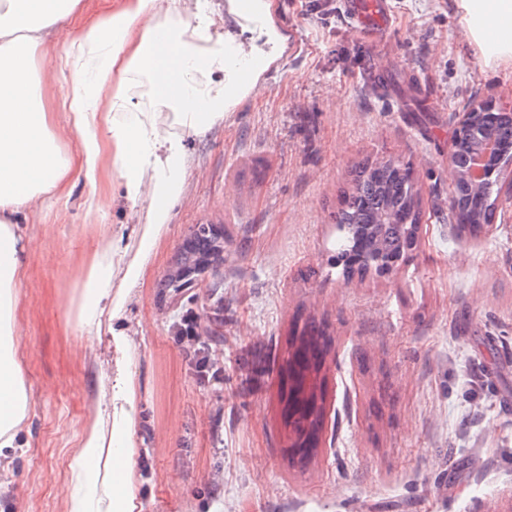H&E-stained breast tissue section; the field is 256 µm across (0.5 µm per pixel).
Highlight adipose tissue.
<instances>
[{
  "mask_svg": "<svg viewBox=\"0 0 512 512\" xmlns=\"http://www.w3.org/2000/svg\"><path fill=\"white\" fill-rule=\"evenodd\" d=\"M80 0H0V456L26 447L30 401L11 338L18 333L22 257L33 246L24 226L71 193L75 180L112 179V197L148 200L126 240L99 226L101 247L75 273L81 288L65 307L90 354L97 390L75 434L67 512H136L135 434L140 419L128 305L167 231L190 159L186 139L222 125L259 90L283 42L272 0H114L106 20L57 41ZM464 33L486 66L512 64V0H456ZM256 22L268 50L224 30L225 15ZM165 32V43L156 35ZM56 66L36 70L37 56ZM66 86L64 116L44 101L49 83ZM75 133L61 153L55 123ZM111 347L101 350V334Z\"/></svg>",
  "mask_w": 512,
  "mask_h": 512,
  "instance_id": "obj_1",
  "label": "adipose tissue"
}]
</instances>
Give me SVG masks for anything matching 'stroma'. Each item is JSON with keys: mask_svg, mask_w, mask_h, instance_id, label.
<instances>
[{"mask_svg": "<svg viewBox=\"0 0 512 512\" xmlns=\"http://www.w3.org/2000/svg\"><path fill=\"white\" fill-rule=\"evenodd\" d=\"M341 0H275L285 37L256 94L187 148L194 167L129 306L141 512H512V201L478 235L448 224V154L464 114L512 103V66L488 68L453 0H390L388 32L346 25ZM409 164L424 212L416 247L385 276L345 280L335 215L355 166ZM100 211L76 181L28 231L18 290L29 445L0 460V512H66L64 489L92 371L62 305ZM214 223L224 261L179 291L161 285L185 240ZM223 371L199 383L173 338L186 312ZM320 322L325 429L291 461L274 343Z\"/></svg>", "mask_w": 512, "mask_h": 512, "instance_id": "1", "label": "stroma"}]
</instances>
